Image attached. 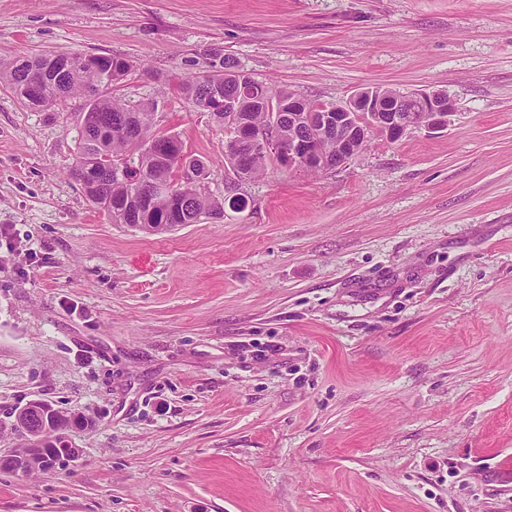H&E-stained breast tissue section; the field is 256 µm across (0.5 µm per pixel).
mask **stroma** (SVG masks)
I'll return each instance as SVG.
<instances>
[{
    "label": "stroma",
    "mask_w": 512,
    "mask_h": 512,
    "mask_svg": "<svg viewBox=\"0 0 512 512\" xmlns=\"http://www.w3.org/2000/svg\"><path fill=\"white\" fill-rule=\"evenodd\" d=\"M131 65L116 93L245 209L149 233L70 175L75 106L0 87V425L81 412L0 512H512V0H0V60ZM336 103L442 90L446 129L239 180L177 90L214 54ZM44 405L49 409H51L52 406L53 410H51L52 414L50 416L51 424L55 429L60 430V432L73 427L85 428L91 424V420L80 412H63L54 408L53 405L48 402L44 403Z\"/></svg>",
    "instance_id": "stroma-1"
}]
</instances>
